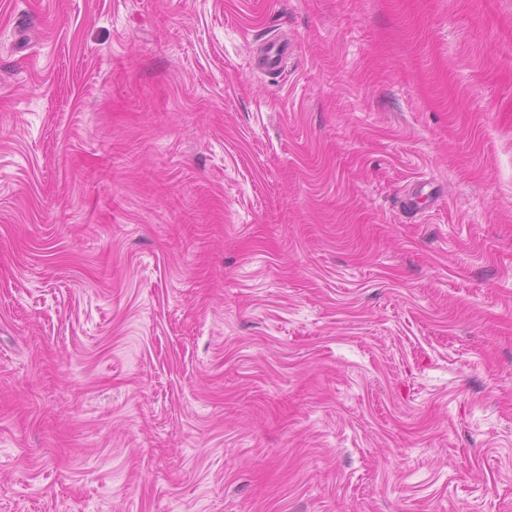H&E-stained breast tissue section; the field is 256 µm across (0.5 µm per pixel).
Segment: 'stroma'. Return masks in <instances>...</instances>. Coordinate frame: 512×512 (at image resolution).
I'll return each mask as SVG.
<instances>
[{
	"instance_id": "stroma-1",
	"label": "stroma",
	"mask_w": 512,
	"mask_h": 512,
	"mask_svg": "<svg viewBox=\"0 0 512 512\" xmlns=\"http://www.w3.org/2000/svg\"><path fill=\"white\" fill-rule=\"evenodd\" d=\"M0 512H512V0H0Z\"/></svg>"
}]
</instances>
